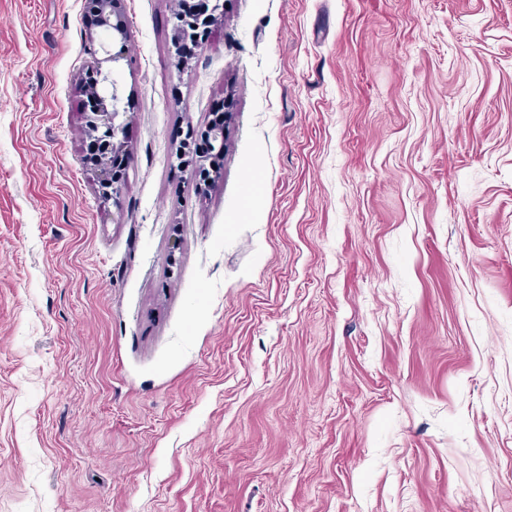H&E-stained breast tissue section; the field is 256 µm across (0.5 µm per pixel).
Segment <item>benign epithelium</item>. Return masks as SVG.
<instances>
[{"label":"benign epithelium","mask_w":512,"mask_h":512,"mask_svg":"<svg viewBox=\"0 0 512 512\" xmlns=\"http://www.w3.org/2000/svg\"><path fill=\"white\" fill-rule=\"evenodd\" d=\"M121 0H86L95 26L112 33V44L118 50L107 53L102 59L93 62L89 78L82 84L81 112L90 140V158L86 170L90 172L97 187L99 197L104 200L117 199L125 186L126 169L121 165V157L127 150L128 121L126 111L120 107L121 98L117 85H112V93L107 96L102 85L109 82L103 71V63H117L124 59L125 48L130 40L129 25L125 13L120 9ZM224 15L223 0H209L206 13L181 10L171 19L175 36V48L185 53L189 45L203 46L206 39ZM233 118L232 108L213 116L204 129L194 132L191 137L203 141L202 155L193 159L195 166V188L202 192L212 182L213 161L224 154L226 127Z\"/></svg>","instance_id":"benign-epithelium-1"}]
</instances>
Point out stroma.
I'll return each instance as SVG.
<instances>
[{
    "label": "stroma",
    "instance_id": "1",
    "mask_svg": "<svg viewBox=\"0 0 512 512\" xmlns=\"http://www.w3.org/2000/svg\"><path fill=\"white\" fill-rule=\"evenodd\" d=\"M83 4L0 0V512H512V0H124L114 204ZM122 0H86L95 26L112 32V53L105 50L106 57L95 59L89 78L82 84L81 112L90 140L89 162L85 159L86 170L90 172L99 197L104 201L117 199L125 186L126 169L121 165L122 155L127 150V112L121 110L118 90L110 96L102 91V85L109 76L102 69L103 63H115L125 59V48L130 40L129 25L125 13L118 4ZM119 44L114 51V45ZM229 0H225L227 2ZM209 9L205 14L181 10L175 13L171 19L172 32L175 36V48L178 54H185L186 48L204 46L206 39L224 15L222 0H210ZM229 102V100H228ZM224 100V114L217 113L216 115L213 113V119L208 123L204 129L197 131L196 133H192L189 138H194L195 140L199 138L203 141V150L200 154L197 155L190 165H194L196 168L195 171V188L198 192H203L204 189L212 182V166L213 161L219 157L223 156L224 148H225V135H226V127L231 122L233 118L234 112H232V108L229 102V107ZM199 158V159H198Z\"/></svg>",
    "mask_w": 512,
    "mask_h": 512
}]
</instances>
